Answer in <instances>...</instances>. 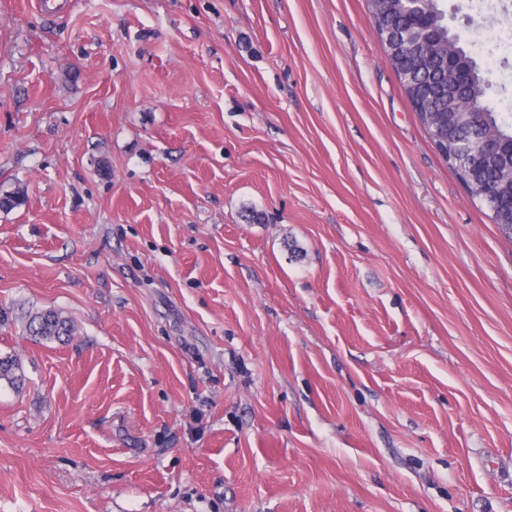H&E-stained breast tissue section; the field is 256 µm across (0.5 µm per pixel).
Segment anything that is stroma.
I'll list each match as a JSON object with an SVG mask.
<instances>
[{"instance_id": "obj_1", "label": "stroma", "mask_w": 512, "mask_h": 512, "mask_svg": "<svg viewBox=\"0 0 512 512\" xmlns=\"http://www.w3.org/2000/svg\"><path fill=\"white\" fill-rule=\"evenodd\" d=\"M0 0V512H512V240L366 0ZM512 115V0H441ZM21 326L27 335L50 341H63L74 335L72 319L56 309L29 311L21 317Z\"/></svg>"}]
</instances>
